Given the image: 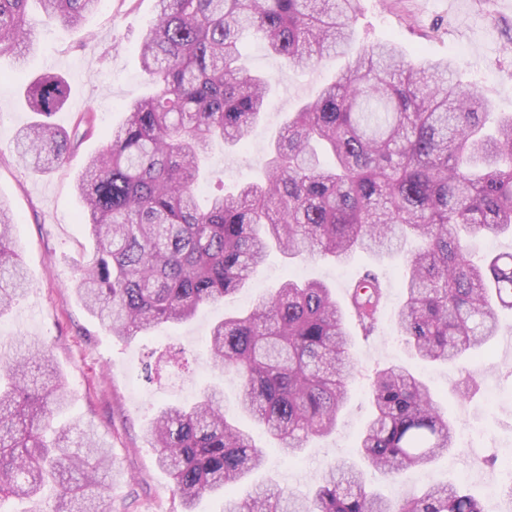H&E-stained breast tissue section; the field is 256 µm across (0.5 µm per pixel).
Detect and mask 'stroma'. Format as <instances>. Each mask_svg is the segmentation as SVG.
Returning a JSON list of instances; mask_svg holds the SVG:
<instances>
[{"instance_id": "1", "label": "stroma", "mask_w": 512, "mask_h": 512, "mask_svg": "<svg viewBox=\"0 0 512 512\" xmlns=\"http://www.w3.org/2000/svg\"><path fill=\"white\" fill-rule=\"evenodd\" d=\"M154 17V0H106L82 26L65 28L46 22L35 8L27 16L30 53L21 60L0 56V200L11 209L12 236L29 281L27 292L0 314V347L9 351L15 341L31 337L50 346L69 400L56 423L82 420L110 448L112 480L105 499L112 512H182L169 477L156 463L147 427L160 405L193 401L210 384L223 386L225 405L235 406L237 382L214 368L207 353L215 320L251 308L291 275L325 280L337 300L345 301L347 285L366 267L374 268L385 284L383 314L375 335L356 341L351 399L335 432L310 439L300 457L291 459L268 445L248 415H239V427L266 447L267 459L228 496L243 497L261 483L301 495L327 463L352 457L371 414V379L376 369L395 363L425 380L462 429L476 427L480 434L459 438L455 448L425 469L405 471L396 483L364 467L367 487L394 497L453 482L482 497L486 512H512L502 497L488 494L500 472L489 457L512 456V313L503 314L500 334L487 354L448 366L423 363L393 325L404 301L402 258L379 260L359 253L341 266L317 256L291 259L274 250L249 288L201 309L189 322L129 343L100 326L78 300L72 283L93 241L80 219L76 185L89 157L102 150L104 132L124 121L125 105L152 90L140 65L139 46ZM356 36L362 42L391 40L411 54L454 59L463 82L477 84L501 108L512 111V0H362ZM241 52L248 73L270 80L268 107L247 146L213 148L201 182L206 197L262 178L269 145L288 114L313 99L347 64L331 57L308 67H290L254 35L243 39ZM47 70L62 75L70 86L54 123L72 129L90 110L96 132L60 167L41 173L20 165L13 145L18 131L35 119L26 88Z\"/></svg>"}]
</instances>
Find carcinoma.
<instances>
[{
  "label": "carcinoma",
  "instance_id": "carcinoma-1",
  "mask_svg": "<svg viewBox=\"0 0 512 512\" xmlns=\"http://www.w3.org/2000/svg\"><path fill=\"white\" fill-rule=\"evenodd\" d=\"M49 22L79 26L102 0H39ZM361 0H156L140 47L153 94L125 105L77 184L93 252L75 294L125 341L167 323L191 321L200 307L248 287L270 249L290 258L336 263L363 250L402 252L403 307L396 329L413 355L455 363L482 351L512 311V252L475 259L470 239L512 234V113L475 84L463 85L452 60L406 55L393 41H357ZM29 0H0V51L30 49ZM264 37L291 67L349 55L350 67L288 119L271 146L264 180L198 205L196 182L211 144L242 145L262 121L269 80L238 65L244 30ZM68 99L54 73L33 79L26 101L39 119L21 129L14 152L50 172L93 132L51 122ZM0 200V313L26 290ZM383 283L373 269L353 279L347 304L322 281L288 277L245 314L214 323L207 348L241 383L247 412L279 450L296 457L308 437L328 436L350 394L352 337L379 326ZM21 357L0 364V509L12 497L56 488L51 512H109L104 499L111 452L79 420L56 428L68 404L65 381L45 345L15 343ZM51 377L47 382L36 373ZM372 416L358 455L395 479L455 447L460 429L408 369L389 365L371 382ZM157 462L183 512L205 495L259 469L266 449L224 411V390L190 405L158 408L149 428ZM224 512H484L454 485L406 493L393 502L366 489L350 459L329 464L296 495L258 485Z\"/></svg>",
  "mask_w": 512,
  "mask_h": 512
}]
</instances>
